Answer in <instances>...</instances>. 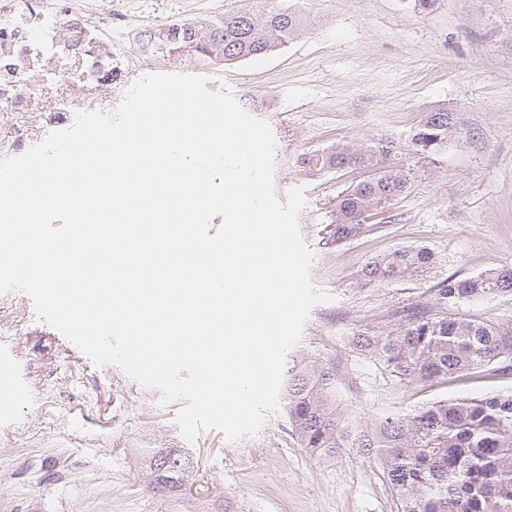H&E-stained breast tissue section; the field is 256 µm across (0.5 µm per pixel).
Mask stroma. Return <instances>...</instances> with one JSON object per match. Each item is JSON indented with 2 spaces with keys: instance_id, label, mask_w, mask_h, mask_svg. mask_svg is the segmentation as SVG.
Wrapping results in <instances>:
<instances>
[{
  "instance_id": "1",
  "label": "stroma",
  "mask_w": 512,
  "mask_h": 512,
  "mask_svg": "<svg viewBox=\"0 0 512 512\" xmlns=\"http://www.w3.org/2000/svg\"><path fill=\"white\" fill-rule=\"evenodd\" d=\"M255 0H100L112 11V40L137 45L143 30L172 19L209 20ZM299 10L303 34L259 58L214 65L185 54L134 59L129 83L152 73L199 74L229 89L275 139V189L304 187L300 233L313 255L311 280L332 295L311 312L292 354L336 365V396L361 425L442 398L512 392V374L476 373L401 384L356 351L350 339L398 305L427 299L426 284L358 286L365 262L398 245L423 246L459 278L512 268V0H280ZM457 114L464 140L419 167L410 194L392 207L396 223L328 245L323 228L337 195L360 171L307 174L306 151L345 140L402 138L424 113ZM53 112L0 124V139L25 142L58 131ZM21 392L0 401V512H187L154 495L147 454L183 450L195 498L244 500L253 512H393L377 466L352 449L324 460L302 448L283 411L231 442L205 429L186 441L180 402H163L118 367L95 366L58 330L39 320L31 298L0 293V362Z\"/></svg>"
}]
</instances>
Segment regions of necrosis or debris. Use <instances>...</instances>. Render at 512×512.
Wrapping results in <instances>:
<instances>
[{
  "label": "necrosis or debris",
  "mask_w": 512,
  "mask_h": 512,
  "mask_svg": "<svg viewBox=\"0 0 512 512\" xmlns=\"http://www.w3.org/2000/svg\"><path fill=\"white\" fill-rule=\"evenodd\" d=\"M93 0H0V117L34 112H110L104 93L126 77L124 56L101 40L112 15Z\"/></svg>",
  "instance_id": "1"
}]
</instances>
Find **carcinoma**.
Instances as JSON below:
<instances>
[{"instance_id":"obj_1","label":"carcinoma","mask_w":512,"mask_h":512,"mask_svg":"<svg viewBox=\"0 0 512 512\" xmlns=\"http://www.w3.org/2000/svg\"><path fill=\"white\" fill-rule=\"evenodd\" d=\"M303 20L267 2L203 21L174 20L147 31L166 52L227 65L276 52L298 38ZM462 139L455 113L440 109L401 140L346 141L301 154L312 174L364 171L336 197L328 244L355 240L396 221L394 201L407 195L422 161ZM441 258L423 246H397L362 267L364 287L385 288L437 276ZM430 298L399 306L386 319L356 330L354 349L373 359L401 384L475 372L512 373V320L492 323L459 311L474 302L512 294V268H490L463 279L449 276L429 289ZM281 399L300 445L332 458L343 448L377 462L391 490L395 512H512V393L444 399L407 413L389 414L372 429L351 422L336 403V365L294 356L283 377ZM190 459L177 448L149 456L155 489L184 495ZM211 512H245L234 497L212 503Z\"/></svg>"}]
</instances>
